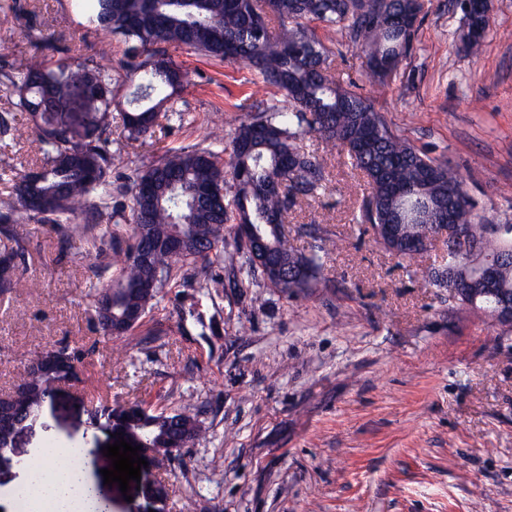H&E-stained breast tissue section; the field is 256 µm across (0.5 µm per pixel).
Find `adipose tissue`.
<instances>
[{
    "instance_id": "obj_1",
    "label": "adipose tissue",
    "mask_w": 512,
    "mask_h": 512,
    "mask_svg": "<svg viewBox=\"0 0 512 512\" xmlns=\"http://www.w3.org/2000/svg\"><path fill=\"white\" fill-rule=\"evenodd\" d=\"M74 448L52 441L37 449L38 466L24 465L23 476L0 498L6 512H15L21 491H29L27 512H84L94 506L85 467H73Z\"/></svg>"
}]
</instances>
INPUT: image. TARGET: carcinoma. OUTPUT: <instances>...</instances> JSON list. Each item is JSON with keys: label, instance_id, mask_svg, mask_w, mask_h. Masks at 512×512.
I'll return each mask as SVG.
<instances>
[{"label": "carcinoma", "instance_id": "cac0c4a2", "mask_svg": "<svg viewBox=\"0 0 512 512\" xmlns=\"http://www.w3.org/2000/svg\"><path fill=\"white\" fill-rule=\"evenodd\" d=\"M88 22L124 38L127 44L125 76L140 81L139 111L126 115L127 138L137 140L151 131L159 119L171 120L178 109L172 93L183 86L186 75L160 46L186 47L223 60L239 61L257 72L266 83L283 89L286 101L257 100L231 141L229 163L207 148L171 150L143 170H134L131 185L112 188L111 134L78 141L69 130L56 124L60 117L46 114L47 96L62 85H86L109 104L112 69L101 67L91 57H76L51 66L32 58L3 75L0 84L16 96L15 107L31 112L44 123L40 136L42 167L37 174L21 177L14 198L0 212V231L15 248L0 255V292L13 287L16 260L25 256L29 240L25 225L53 224L61 227L66 241L83 239L88 224H148L152 239H166L178 229L189 239H209L213 225L237 221L235 250H224V239L215 238L212 254L202 257L224 260L234 267L246 259L255 269L250 238L242 227L252 225L272 253L290 269L295 279L279 283L272 271L263 277L286 295H297L312 287L322 268L317 254L306 256L288 247L284 223L264 222L269 213L284 217L297 200L313 196L322 187L324 171L314 158L300 152L297 140L315 133L340 151L354 170L361 171L371 185L366 220L371 228L400 216L410 237H422L438 223L437 213L421 204L428 200L442 207L447 198L463 190L461 177L425 153L397 137L385 117L366 99L336 84L324 67V46L303 21L318 20L328 29H346L360 44L368 59L386 58L396 69L408 51L421 4L417 0H83ZM170 88L157 103L152 96ZM212 170L229 186L224 203L193 204L189 191L206 170ZM131 192L130 204L112 210V191ZM85 215L86 225L75 226ZM456 220L469 236L464 251L448 244L446 255L429 284L448 288V301L457 310L464 299L451 292V273L468 264L469 254L480 261L498 262V287L512 295V224L505 235L496 236L487 225L472 221L469 203L456 212ZM135 240L128 249L115 252L120 279L110 288L92 295L99 331L110 339L108 324L121 323L131 312L145 313L157 293H144L136 286L161 276L166 283L174 266L197 261L190 249L171 252L160 249L151 261H138ZM70 360V371L79 378L85 368L84 353L68 343L54 346ZM63 371L25 372L16 384V412L24 418L52 400ZM112 425L128 439L142 437L156 453L170 459L172 435L188 441L200 432L195 416L186 412H151L140 405L117 404L109 409Z\"/></svg>", "mask_w": 512, "mask_h": 512}]
</instances>
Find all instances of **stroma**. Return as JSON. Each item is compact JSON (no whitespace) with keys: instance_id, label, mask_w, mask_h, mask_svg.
I'll return each instance as SVG.
<instances>
[{"instance_id":"35a3bbf8","label":"stroma","mask_w":512,"mask_h":512,"mask_svg":"<svg viewBox=\"0 0 512 512\" xmlns=\"http://www.w3.org/2000/svg\"><path fill=\"white\" fill-rule=\"evenodd\" d=\"M27 2V14L0 19V72L37 55L31 28L123 67V38L88 26L77 0ZM422 3L409 51L380 81L347 31L310 27L338 85L460 173L476 223L512 224V0H488L475 54L462 48L460 0ZM167 54L187 74L174 95L182 116L146 137L128 139L124 129L139 107L137 78L113 84L107 110L70 93L60 102L82 132L109 128L113 176L169 150L223 152L254 101L282 96L246 66L181 48ZM38 125L19 112L0 133V203L40 167ZM301 147L323 160L326 177L325 190L285 221L291 249L322 257V279L307 294L284 295L260 271L221 261L180 265L140 323L107 340L88 294L119 279L113 250L132 243L133 225H98L68 250L51 225H29L28 252L0 294V393L23 371V353L62 341L83 350L86 370L44 404L21 451L31 456L52 440L83 448L107 512H152L143 491L105 484L112 429L90 416L138 403L188 411L202 426L180 457L141 471L168 484L164 512L187 503L191 512H512V329L453 311L447 289L428 286L446 243L399 265L362 218L368 183L319 135Z\"/></svg>"}]
</instances>
